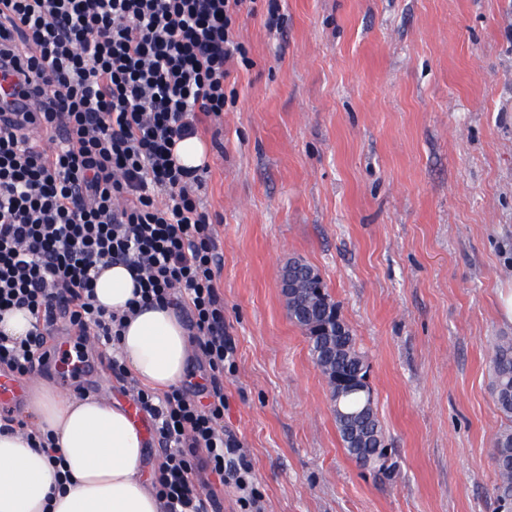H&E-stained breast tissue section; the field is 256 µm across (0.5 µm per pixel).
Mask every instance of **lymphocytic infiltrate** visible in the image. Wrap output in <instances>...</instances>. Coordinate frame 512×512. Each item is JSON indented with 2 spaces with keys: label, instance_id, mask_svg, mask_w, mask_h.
<instances>
[{
  "label": "lymphocytic infiltrate",
  "instance_id": "obj_1",
  "mask_svg": "<svg viewBox=\"0 0 512 512\" xmlns=\"http://www.w3.org/2000/svg\"><path fill=\"white\" fill-rule=\"evenodd\" d=\"M260 0H0V75L35 100L0 99V315L27 310L33 329L0 333V372L46 364V338L78 327L108 349L163 454L150 480L164 512H215L231 485L264 512L236 434L224 427L222 252L199 192L204 170L175 146L236 104L226 84L250 66L235 25ZM39 128L40 140L29 136ZM136 273L137 299L110 312L95 296L101 267ZM188 310L206 371L199 393L159 394L128 373L116 347L139 303Z\"/></svg>",
  "mask_w": 512,
  "mask_h": 512
}]
</instances>
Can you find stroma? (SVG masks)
<instances>
[{"mask_svg": "<svg viewBox=\"0 0 512 512\" xmlns=\"http://www.w3.org/2000/svg\"><path fill=\"white\" fill-rule=\"evenodd\" d=\"M235 32L253 61L210 147L224 255V426L265 512H496L491 345L512 336V0H278ZM320 273L368 355L398 464L357 467L288 318L281 270ZM93 384L127 403L89 344Z\"/></svg>", "mask_w": 512, "mask_h": 512, "instance_id": "1", "label": "stroma"}]
</instances>
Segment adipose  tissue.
I'll list each match as a JSON object with an SVG mask.
<instances>
[{"mask_svg":"<svg viewBox=\"0 0 512 512\" xmlns=\"http://www.w3.org/2000/svg\"><path fill=\"white\" fill-rule=\"evenodd\" d=\"M129 268L116 264L95 281L98 303L120 312L133 296ZM118 352L138 382L160 392L179 385L192 356L182 313L146 306L129 320ZM27 411L34 429L52 431L75 482L55 491L56 470L20 431H0V512H163L143 468L146 437L126 406L95 395L60 393L33 382Z\"/></svg>","mask_w":512,"mask_h":512,"instance_id":"adipose-tissue-1","label":"adipose tissue"}]
</instances>
